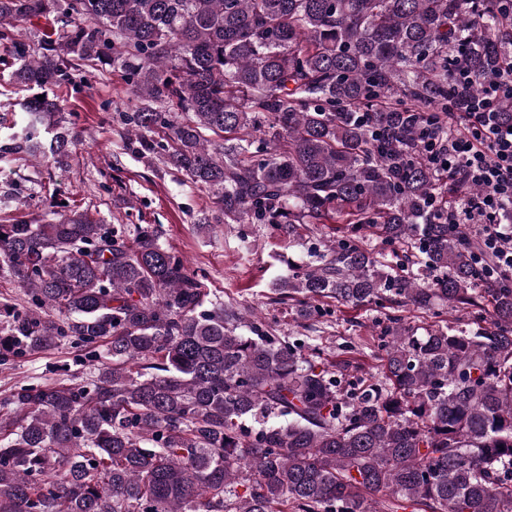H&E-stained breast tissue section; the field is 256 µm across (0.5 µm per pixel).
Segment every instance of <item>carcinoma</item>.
Returning a JSON list of instances; mask_svg holds the SVG:
<instances>
[{
  "label": "carcinoma",
  "instance_id": "cac0c4a2",
  "mask_svg": "<svg viewBox=\"0 0 512 512\" xmlns=\"http://www.w3.org/2000/svg\"><path fill=\"white\" fill-rule=\"evenodd\" d=\"M55 18L10 81L29 90L106 61L136 100L139 151L207 189L217 224L295 246L352 224L276 288L305 323L332 300L388 310L381 374L306 357L260 317L210 299L152 224L71 209L0 224V269L26 295L0 315V362L66 339L80 382L0 397V512H512V287L464 230L428 222L459 189L418 140L512 64V10L492 0H0V27ZM461 66L475 83L454 78ZM0 153L64 165L56 103L22 104ZM168 131L161 144L152 138ZM398 242L411 262L381 249ZM490 306L477 329L419 336L407 307ZM250 327V334L239 332Z\"/></svg>",
  "mask_w": 512,
  "mask_h": 512
}]
</instances>
